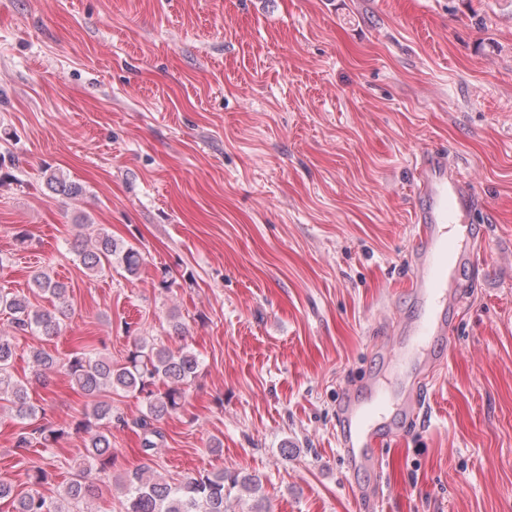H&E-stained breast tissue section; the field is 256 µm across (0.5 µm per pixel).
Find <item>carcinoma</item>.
Wrapping results in <instances>:
<instances>
[{
    "label": "carcinoma",
    "mask_w": 512,
    "mask_h": 512,
    "mask_svg": "<svg viewBox=\"0 0 512 512\" xmlns=\"http://www.w3.org/2000/svg\"><path fill=\"white\" fill-rule=\"evenodd\" d=\"M47 190L66 201H77L85 188L50 165L41 170ZM71 250L89 277H97L119 265L130 278L139 275L145 263L144 255L132 246H125L102 230L93 239L75 234ZM29 288L50 296L53 309L34 307L29 298L18 291L0 289V312L9 316L14 336H58L68 318V286L39 271L29 282ZM15 346L11 338L0 335V409L7 407L21 424H31L44 418L43 410L31 404L25 385L15 378L12 361ZM32 358L42 370L58 366L65 369L73 385L92 399L83 418L65 426L46 422L32 429L44 448H51L72 433L88 435L81 454L82 472L103 471L112 463V419L115 417L111 395L133 394L146 407L135 426L141 432V447L146 456L154 455L164 439L161 422L182 407L185 387L195 377L200 362L196 354L185 347L171 349L144 338L136 340L121 363L93 349L75 351L65 360L36 349ZM35 489L14 493L13 488L0 481V499L12 502L13 512H62L36 487L45 483L47 473L36 468L27 473ZM122 496V512H227L225 504L232 491L245 492L258 498L262 481L252 474H226L224 471L198 473L174 483L160 472L145 465L115 482ZM94 485L83 478L71 480L62 498L70 503L88 501L94 497Z\"/></svg>",
    "instance_id": "cac0c4a2"
}]
</instances>
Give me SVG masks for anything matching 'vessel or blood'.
Listing matches in <instances>:
<instances>
[{"mask_svg":"<svg viewBox=\"0 0 512 512\" xmlns=\"http://www.w3.org/2000/svg\"><path fill=\"white\" fill-rule=\"evenodd\" d=\"M415 170L408 288L425 312L403 318L401 341L381 349L382 371L366 380L362 395L347 393L339 402L337 444L356 470L376 467L374 443L388 437L399 418L418 414L419 387L444 367L438 346L449 336L454 315L466 302L463 280L481 244L474 224L477 192L447 150H421ZM407 364L421 366L420 376L388 392L384 374L401 373Z\"/></svg>","mask_w":512,"mask_h":512,"instance_id":"vessel-or-blood-1","label":"vessel or blood"}]
</instances>
